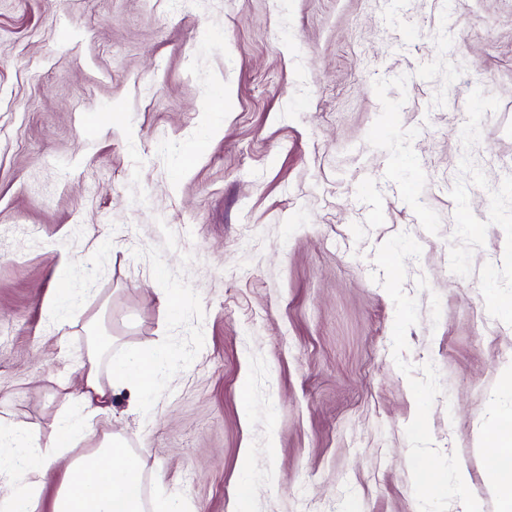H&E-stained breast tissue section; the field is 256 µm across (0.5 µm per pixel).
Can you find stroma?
<instances>
[{
  "label": "stroma",
  "instance_id": "stroma-1",
  "mask_svg": "<svg viewBox=\"0 0 512 512\" xmlns=\"http://www.w3.org/2000/svg\"><path fill=\"white\" fill-rule=\"evenodd\" d=\"M510 299L512 0H0V410L48 441L98 309L171 351L78 447L145 503L501 512Z\"/></svg>",
  "mask_w": 512,
  "mask_h": 512
}]
</instances>
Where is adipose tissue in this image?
I'll use <instances>...</instances> for the list:
<instances>
[{
  "mask_svg": "<svg viewBox=\"0 0 512 512\" xmlns=\"http://www.w3.org/2000/svg\"><path fill=\"white\" fill-rule=\"evenodd\" d=\"M111 346V337H93L80 367V384L70 396L77 419L60 424L51 443H41L0 416V512H37L59 471L64 477L51 512H144L140 461L121 435L104 437L91 452L71 453V438L79 428L113 417L114 398L126 394L144 402L155 393L165 352L149 347L126 359L104 360Z\"/></svg>",
  "mask_w": 512,
  "mask_h": 512,
  "instance_id": "ef3b65f1",
  "label": "adipose tissue"
}]
</instances>
